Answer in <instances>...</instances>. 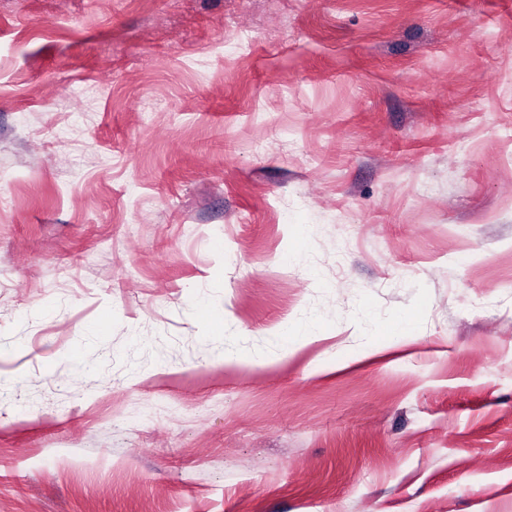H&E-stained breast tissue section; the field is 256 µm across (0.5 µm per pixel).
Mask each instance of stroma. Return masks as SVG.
Returning a JSON list of instances; mask_svg holds the SVG:
<instances>
[{
	"mask_svg": "<svg viewBox=\"0 0 512 512\" xmlns=\"http://www.w3.org/2000/svg\"><path fill=\"white\" fill-rule=\"evenodd\" d=\"M0 512H512V0H0Z\"/></svg>",
	"mask_w": 512,
	"mask_h": 512,
	"instance_id": "35a3bbf8",
	"label": "stroma"
}]
</instances>
